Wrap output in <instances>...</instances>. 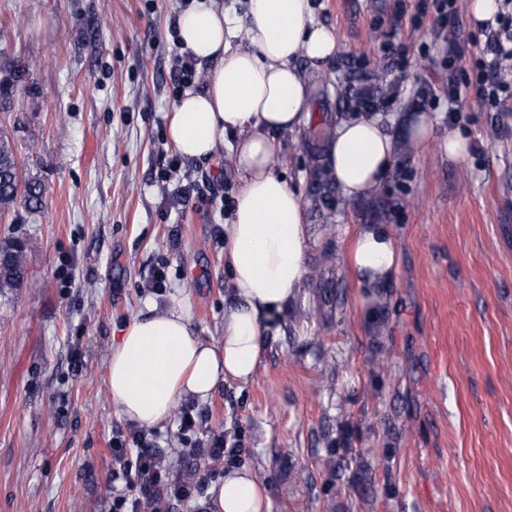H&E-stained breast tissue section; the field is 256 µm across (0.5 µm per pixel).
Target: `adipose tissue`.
<instances>
[{
  "instance_id": "adipose-tissue-1",
  "label": "adipose tissue",
  "mask_w": 512,
  "mask_h": 512,
  "mask_svg": "<svg viewBox=\"0 0 512 512\" xmlns=\"http://www.w3.org/2000/svg\"><path fill=\"white\" fill-rule=\"evenodd\" d=\"M247 27L229 26L219 0H192L179 15L185 52L208 64L204 85L185 92L166 115L170 141L184 156L204 158L228 146L240 182L226 225L224 266L237 301L224 311L219 342L193 335L186 310L136 316L112 344L108 383L128 420L163 424L186 396L207 398L222 384H248L266 354L265 322L294 298L307 242L299 194L274 171L282 134L311 118L312 89L298 66L322 69L337 53L336 35L317 22L310 0H247ZM243 47H233L232 39ZM232 144H225L226 134ZM337 189L350 200L372 195L391 169L394 140L381 117L336 123L323 147ZM394 237L381 224L362 225L349 246L352 274L370 288L398 269ZM215 512H267L257 475L228 468L211 489Z\"/></svg>"
}]
</instances>
